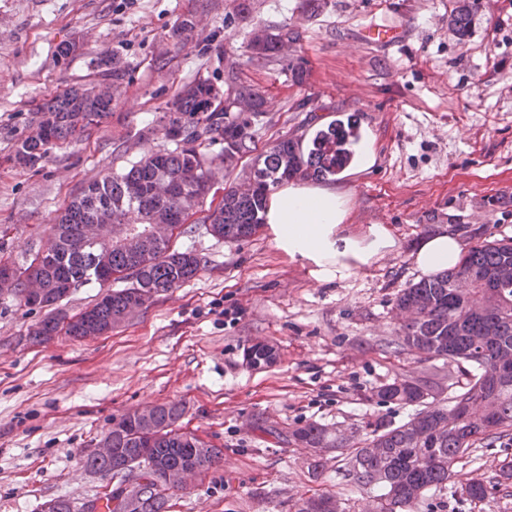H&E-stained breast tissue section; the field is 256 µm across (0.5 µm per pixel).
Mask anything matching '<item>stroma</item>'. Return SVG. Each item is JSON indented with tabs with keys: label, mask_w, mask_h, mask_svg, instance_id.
I'll return each mask as SVG.
<instances>
[{
	"label": "stroma",
	"mask_w": 512,
	"mask_h": 512,
	"mask_svg": "<svg viewBox=\"0 0 512 512\" xmlns=\"http://www.w3.org/2000/svg\"><path fill=\"white\" fill-rule=\"evenodd\" d=\"M0 0V258L24 267L81 188L174 149L166 112L187 84L223 86L229 72L258 88L267 112L258 150L307 137L358 111L370 163L330 180L348 211L342 234L363 238L384 225L393 246L370 263L324 276L304 256L278 248L269 228L227 242L202 219L224 189L246 179L251 156L217 175L191 218L202 259L196 277L157 295L111 335L32 343L46 310L0 293V512L73 504L119 478L88 472L84 455L124 413L178 402L182 426L222 456L186 489L168 490V512H291L298 498L337 495L344 512H365L370 490L355 485L349 452L276 442L255 423L288 430L310 422L363 439L366 423L406 421L412 406L380 403L382 384L407 378L447 402L467 367L395 351L397 293L421 280L412 254L429 233L466 224L488 239L512 236V0H479L466 33L451 22L457 0H327L308 13L300 0ZM193 16L182 39L172 27ZM406 23L405 42H359L370 23ZM288 26L303 83L282 63L252 65L255 26ZM76 41L66 62L58 46ZM116 59L120 80L105 76ZM109 85L112 112L35 167L14 165L36 126L37 105L72 87ZM264 342L273 364L249 367L244 349ZM411 512H512V497L482 505L426 493Z\"/></svg>",
	"instance_id": "1"
}]
</instances>
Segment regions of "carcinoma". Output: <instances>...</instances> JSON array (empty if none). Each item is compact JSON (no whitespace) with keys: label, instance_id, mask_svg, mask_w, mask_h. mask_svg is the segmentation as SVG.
<instances>
[{"label":"carcinoma","instance_id":"1","mask_svg":"<svg viewBox=\"0 0 512 512\" xmlns=\"http://www.w3.org/2000/svg\"><path fill=\"white\" fill-rule=\"evenodd\" d=\"M475 7L476 0H458L452 21L460 33L467 31ZM296 41V32L287 26L255 29L247 44L248 61H278ZM225 85L222 98L206 78L186 86L171 102L167 126L176 148L147 154L127 171L89 183L61 212L52 236L66 241L71 229L96 223L97 213L107 206L112 208V218L134 228L142 226L143 216L160 211L179 229L178 236L192 232L175 207V197L185 191L204 198L215 170L255 150L256 127L266 114L265 96L257 88L233 73ZM111 110L112 98L102 95L97 86L73 88L37 106V129L17 146L16 162L37 165L52 149L71 143ZM341 127L339 120L307 140L285 137L276 141L254 157L248 185L224 189L222 203L208 210L202 223L210 225L212 236L219 239L251 237L263 224L268 195L283 182L327 180L336 175V130ZM215 134L224 140V150L209 159L203 152L205 136ZM452 231L461 233L465 242L459 263L400 290L395 307L406 320L393 344L426 360L467 364L472 374L446 406L429 400L424 388L407 379L379 387L381 401H397L417 410L397 426L382 420L367 424L369 432L352 451L349 475L353 482L380 491L369 512H407L426 492L445 487L453 469L464 464L472 449L489 448L502 440L512 442V238L487 241L484 232L466 224H457ZM199 270L195 251L176 247L171 236L136 256L99 245L77 255L61 245L42 272L46 292L40 307L49 312L30 336L43 341L60 333L74 338L84 335V315L70 318L59 308L63 297L58 288L65 283L72 288L115 284L88 308L91 318L106 325L125 317L140 293L167 292L194 278ZM466 276L476 286L456 288ZM489 291L499 301L496 308L485 305ZM249 351L255 365L273 359L271 348L264 344H255ZM183 414L181 404L169 403L152 407L147 424L133 420L129 412L121 415L117 426L108 431L112 453L87 454L86 468L119 476L126 483L133 474L120 467L147 454L162 472L183 474L192 458L201 471L209 470L220 450L202 440L184 439L177 425ZM150 429L163 432V437L149 440L146 431ZM259 430L307 448L346 447L325 426L313 422L286 435L275 428L261 426ZM144 488L148 493L133 502L130 512H166L165 491L149 484ZM455 492L476 504L512 492V461L495 478H468ZM339 508L337 497L330 493L293 504L294 512H339Z\"/></svg>","mask_w":512,"mask_h":512}]
</instances>
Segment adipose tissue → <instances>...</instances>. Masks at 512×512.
I'll return each instance as SVG.
<instances>
[{
	"instance_id": "ef3b65f1",
	"label": "adipose tissue",
	"mask_w": 512,
	"mask_h": 512,
	"mask_svg": "<svg viewBox=\"0 0 512 512\" xmlns=\"http://www.w3.org/2000/svg\"><path fill=\"white\" fill-rule=\"evenodd\" d=\"M345 218L341 197L329 188H283L271 195L265 212L279 248L291 256L311 258L325 275L346 268L351 260L368 263L393 243L389 230L380 224L372 225L362 239L340 235ZM460 254L459 242L440 231L421 239L413 258L422 274L433 275L454 267Z\"/></svg>"
}]
</instances>
